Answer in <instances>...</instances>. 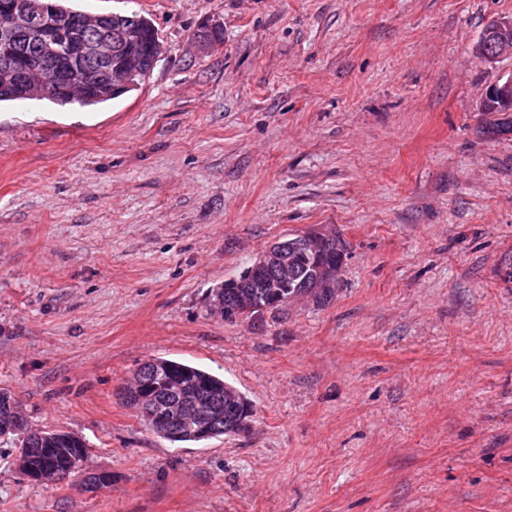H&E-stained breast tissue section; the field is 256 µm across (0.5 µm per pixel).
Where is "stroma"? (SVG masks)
<instances>
[{
	"mask_svg": "<svg viewBox=\"0 0 512 512\" xmlns=\"http://www.w3.org/2000/svg\"><path fill=\"white\" fill-rule=\"evenodd\" d=\"M67 4L145 15L162 54L99 106L0 103V389L88 446L47 486L0 438V512H512V134L477 110L512 58L473 52L512 0ZM311 231L348 253L329 305L210 312ZM153 358L250 429L149 431L118 390Z\"/></svg>",
	"mask_w": 512,
	"mask_h": 512,
	"instance_id": "35a3bbf8",
	"label": "stroma"
}]
</instances>
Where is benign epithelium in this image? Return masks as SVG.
Instances as JSON below:
<instances>
[{
	"label": "benign epithelium",
	"mask_w": 512,
	"mask_h": 512,
	"mask_svg": "<svg viewBox=\"0 0 512 512\" xmlns=\"http://www.w3.org/2000/svg\"><path fill=\"white\" fill-rule=\"evenodd\" d=\"M119 17L83 11L80 25L74 30L63 27V19L55 6L38 0H0V88L19 92L29 100H41L53 90L64 89L69 93L80 90L92 100L115 97L135 86V79L144 71L143 59L133 44L140 39L139 27H120L112 31V21ZM21 34L37 44L39 56L32 61L19 53L16 40ZM480 40L494 41L499 45L496 60L512 57V17L491 20L483 30ZM294 263L288 246L275 242L259 254L242 273L212 292L218 297L229 288H243L270 268L280 272L279 280L269 284L275 298L288 302V267ZM266 310L259 297L245 293L238 296L232 309L223 308L224 316L237 320L257 318ZM173 367L168 362H154L142 370L145 379L130 397L144 412L152 427L170 439H181L190 431L203 440L211 436L207 425L195 424L179 410L166 406L156 396L153 380L157 377L168 381ZM231 415L235 418L234 430L238 433L250 427L252 411L249 402L236 394L231 402Z\"/></svg>",
	"instance_id": "obj_1"
}]
</instances>
